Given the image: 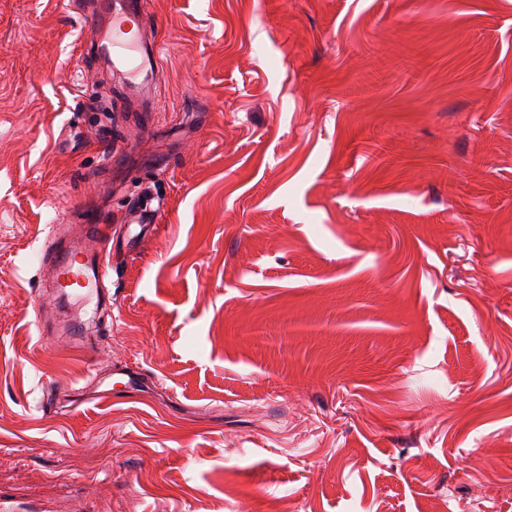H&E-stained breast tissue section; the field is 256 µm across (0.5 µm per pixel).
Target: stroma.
Returning a JSON list of instances; mask_svg holds the SVG:
<instances>
[{"label":"stroma","instance_id":"1","mask_svg":"<svg viewBox=\"0 0 512 512\" xmlns=\"http://www.w3.org/2000/svg\"><path fill=\"white\" fill-rule=\"evenodd\" d=\"M144 97L0 0V489L50 512H512V0H143ZM150 199L163 230L126 237ZM112 227L97 362L49 226ZM133 369L128 398L101 379ZM71 394L53 414L41 385Z\"/></svg>","mask_w":512,"mask_h":512}]
</instances>
